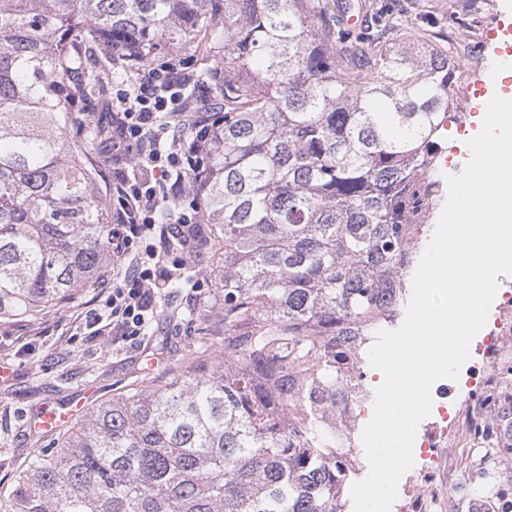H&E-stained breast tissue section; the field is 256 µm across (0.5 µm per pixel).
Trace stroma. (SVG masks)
<instances>
[{
    "label": "stroma",
    "instance_id": "1",
    "mask_svg": "<svg viewBox=\"0 0 512 512\" xmlns=\"http://www.w3.org/2000/svg\"><path fill=\"white\" fill-rule=\"evenodd\" d=\"M424 11L409 12L398 35L407 41L430 33L453 39L456 60L467 81L489 79L504 41L503 27L512 24L505 5L512 0H424ZM459 116L449 124L436 157L433 178L436 202L428 216L437 223L448 196L446 178L460 174L457 163L467 150L464 130L469 124L466 105L455 100ZM147 247L156 249L171 278L156 299V310L140 336L121 342L112 340V295L88 284L70 302L42 309L37 314L0 320V366L10 368L0 380V480L9 481L21 457L33 446L55 447L58 435L35 436L29 420L40 406L66 401L93 391L98 399L111 397L133 382L149 385L160 380L180 357L187 339L196 335L189 314L204 303L219 304L223 295L206 262L188 254L167 250L164 239L153 236ZM101 317L98 328L86 321L88 314ZM167 342L165 351L156 345ZM466 374L454 380L449 397L465 414L466 442L470 455L453 457L433 476V492L445 494L449 481H457L461 492L448 512H503L512 502V435H504L500 424L512 414V358L502 360L492 376L486 396L469 398ZM492 448L493 456L475 453L476 444ZM490 494L489 508H482L481 494Z\"/></svg>",
    "mask_w": 512,
    "mask_h": 512
}]
</instances>
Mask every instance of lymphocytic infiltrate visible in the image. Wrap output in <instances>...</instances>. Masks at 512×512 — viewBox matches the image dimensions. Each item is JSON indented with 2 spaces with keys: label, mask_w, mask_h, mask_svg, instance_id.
Here are the masks:
<instances>
[{
  "label": "lymphocytic infiltrate",
  "mask_w": 512,
  "mask_h": 512,
  "mask_svg": "<svg viewBox=\"0 0 512 512\" xmlns=\"http://www.w3.org/2000/svg\"><path fill=\"white\" fill-rule=\"evenodd\" d=\"M188 79L186 72L166 66L140 70L120 94V108L112 115V192L118 201L112 215V326L123 338L139 335L168 278L165 270L150 266L156 251H149L144 260L136 251L155 229L160 201L154 186L187 181L177 140L191 133L200 148L211 144L209 121L185 105ZM131 164L139 167V176H129Z\"/></svg>",
  "instance_id": "obj_1"
}]
</instances>
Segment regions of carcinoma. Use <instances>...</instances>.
<instances>
[{
    "label": "carcinoma",
    "instance_id": "obj_1",
    "mask_svg": "<svg viewBox=\"0 0 512 512\" xmlns=\"http://www.w3.org/2000/svg\"><path fill=\"white\" fill-rule=\"evenodd\" d=\"M354 40L329 0H0V319L72 300L112 263L85 158L112 122L118 54L200 59L212 91L202 199L224 342L198 337L157 384L118 393L0 485V512H347L352 450L325 422L407 301L409 225L454 120V57Z\"/></svg>",
    "mask_w": 512,
    "mask_h": 512
}]
</instances>
